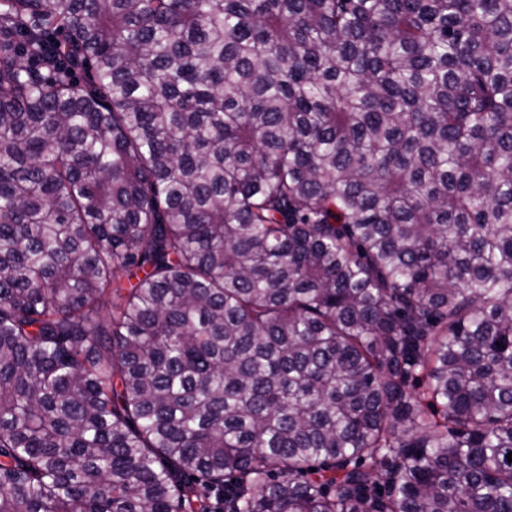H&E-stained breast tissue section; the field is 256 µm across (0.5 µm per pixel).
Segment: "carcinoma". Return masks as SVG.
<instances>
[{
    "mask_svg": "<svg viewBox=\"0 0 512 512\" xmlns=\"http://www.w3.org/2000/svg\"><path fill=\"white\" fill-rule=\"evenodd\" d=\"M510 453L512 0H0V512H512Z\"/></svg>",
    "mask_w": 512,
    "mask_h": 512,
    "instance_id": "1",
    "label": "carcinoma"
}]
</instances>
